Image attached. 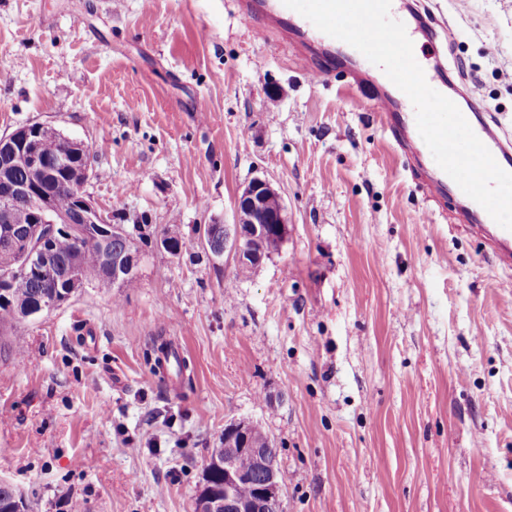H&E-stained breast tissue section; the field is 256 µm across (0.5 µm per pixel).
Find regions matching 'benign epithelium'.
I'll return each mask as SVG.
<instances>
[{
    "instance_id": "obj_1",
    "label": "benign epithelium",
    "mask_w": 512,
    "mask_h": 512,
    "mask_svg": "<svg viewBox=\"0 0 512 512\" xmlns=\"http://www.w3.org/2000/svg\"><path fill=\"white\" fill-rule=\"evenodd\" d=\"M53 135L62 144L55 154H47L41 142ZM91 148L81 141L59 135V130L44 123L22 126L8 135L0 136V294L7 293L16 275L28 267H39L52 272L49 240L59 231H72L87 245L98 244L105 248L112 234L110 216L101 210L87 194L85 186L91 172ZM17 166L57 175H65L66 188L74 202V215L54 209L51 196L36 183L11 181L6 172ZM20 206L32 213L35 229L24 232L11 224V216ZM284 206L279 193L271 183L255 178L237 194L235 219L232 224H200L194 235L201 242L221 235L222 243L216 246L213 263L225 260L234 262L242 273L250 272L271 257L263 247L268 234L275 231L286 235ZM137 254L126 259L112 258L106 281L114 284L133 273ZM255 424L251 421H231L224 426V498H209L197 504L194 512H284L279 484L278 456L269 452L272 438L266 442L254 436ZM248 456L253 469L238 468L237 459ZM255 482L254 493L241 498L237 487L243 482Z\"/></svg>"
}]
</instances>
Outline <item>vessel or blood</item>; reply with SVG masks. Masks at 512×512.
<instances>
[{
  "label": "vessel or blood",
  "mask_w": 512,
  "mask_h": 512,
  "mask_svg": "<svg viewBox=\"0 0 512 512\" xmlns=\"http://www.w3.org/2000/svg\"><path fill=\"white\" fill-rule=\"evenodd\" d=\"M239 8L250 21V29L256 39L263 40L275 34L292 36L298 50L294 56L296 65L306 72L314 83L328 81L331 72L322 64L323 59L348 58L349 44L332 38L318 30L309 20L298 16L286 7L282 0H239ZM404 24L409 37L423 35L433 39L437 21L419 11H412ZM406 95L397 87L376 90L369 98L368 106L378 112L400 150L408 158H415V132L417 129L414 110L405 106ZM472 129L493 155L497 164L512 172V141L502 138L484 118H477ZM424 188L430 198L440 199L447 194L461 195V188L446 174H430L424 179ZM468 218L476 231L482 233L493 258L502 266H512V230L497 224L479 204H472Z\"/></svg>",
  "instance_id": "obj_1"
}]
</instances>
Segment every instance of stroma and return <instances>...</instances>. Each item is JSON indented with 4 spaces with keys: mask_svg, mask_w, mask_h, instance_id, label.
I'll use <instances>...</instances> for the list:
<instances>
[{
    "mask_svg": "<svg viewBox=\"0 0 512 512\" xmlns=\"http://www.w3.org/2000/svg\"><path fill=\"white\" fill-rule=\"evenodd\" d=\"M424 43L512 135V0H419ZM208 29L200 39V29ZM235 0H0V135L94 148L88 194L157 225L230 224L254 178L287 234L256 270L143 248L0 326V478L32 512H193L233 420L275 442L285 512H512V267L431 200L350 73L314 84ZM189 368L154 374V336Z\"/></svg>",
    "mask_w": 512,
    "mask_h": 512,
    "instance_id": "35a3bbf8",
    "label": "stroma"
}]
</instances>
